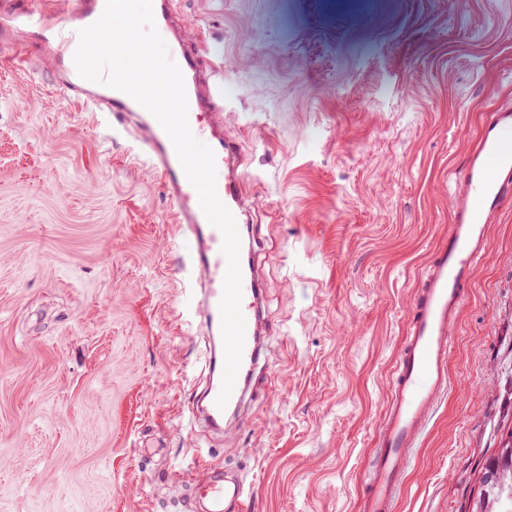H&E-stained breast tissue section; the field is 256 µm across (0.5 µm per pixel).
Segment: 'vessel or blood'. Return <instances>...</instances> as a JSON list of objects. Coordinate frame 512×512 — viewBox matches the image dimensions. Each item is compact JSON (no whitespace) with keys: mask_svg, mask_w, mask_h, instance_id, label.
I'll return each mask as SVG.
<instances>
[{"mask_svg":"<svg viewBox=\"0 0 512 512\" xmlns=\"http://www.w3.org/2000/svg\"><path fill=\"white\" fill-rule=\"evenodd\" d=\"M106 0H79L68 24L51 23L38 0L5 9L0 14L11 27L37 34L41 42L55 44L58 56H66L79 43V30L102 15ZM170 56L182 71L188 101V123L197 139L207 140L215 154L216 190L235 218L240 236L251 230L245 216L248 204L238 174L229 167L238 160L237 141L215 134L211 110L215 98H203L196 53L183 37L171 41ZM64 90L91 104L94 111L107 112L113 122L125 125L137 117L144 134L150 161L164 188L182 237L193 245L192 257L201 279L193 301L194 313L208 329L211 339V380L207 403L199 418L215 431L224 428L225 411L237 410L259 365V337L266 327L262 313L260 278L249 253L239 255L242 277L241 311L245 318V342L237 383L225 408L216 399L222 386L224 344L220 301L227 260L223 237L205 217L198 194L186 177L175 148L155 117L127 94L87 82L69 70ZM451 222L447 235L435 244L422 273L413 300L404 347L392 373L384 421L378 431L379 464L366 484L362 512H394L397 488L408 468L407 450L421 435L439 393L448 386L451 332L468 294L474 271L489 244V230L506 198L512 197V109L488 110L462 169L454 177ZM203 512H246L248 495L235 478L213 474L195 487Z\"/></svg>","mask_w":512,"mask_h":512,"instance_id":"obj_1","label":"vessel or blood"}]
</instances>
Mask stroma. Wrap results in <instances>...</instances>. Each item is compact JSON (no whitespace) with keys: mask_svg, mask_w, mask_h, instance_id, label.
<instances>
[{"mask_svg":"<svg viewBox=\"0 0 512 512\" xmlns=\"http://www.w3.org/2000/svg\"><path fill=\"white\" fill-rule=\"evenodd\" d=\"M206 33L214 121L240 142L270 327L244 410L210 382L163 187L116 127L0 68V512H192L203 462L250 512H360L409 311L453 173L512 107V0H176ZM449 385L395 512H468L512 431V204L452 331Z\"/></svg>","mask_w":512,"mask_h":512,"instance_id":"35a3bbf8","label":"stroma"}]
</instances>
